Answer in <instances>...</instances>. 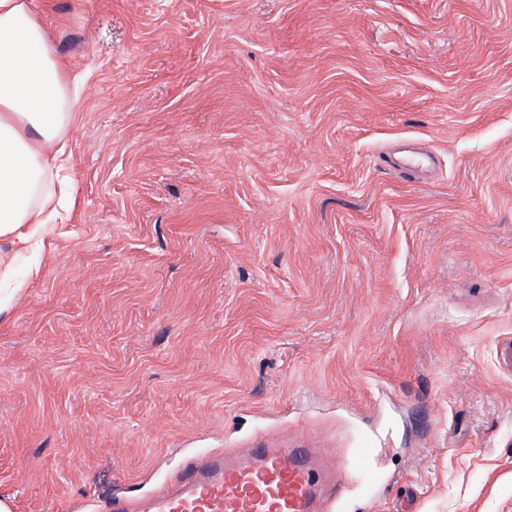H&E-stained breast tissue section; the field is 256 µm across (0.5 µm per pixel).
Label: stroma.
Wrapping results in <instances>:
<instances>
[{
	"label": "stroma",
	"instance_id": "1",
	"mask_svg": "<svg viewBox=\"0 0 512 512\" xmlns=\"http://www.w3.org/2000/svg\"><path fill=\"white\" fill-rule=\"evenodd\" d=\"M38 17L85 81L76 207L0 316L11 512L260 444L325 449L331 512H512V0Z\"/></svg>",
	"mask_w": 512,
	"mask_h": 512
}]
</instances>
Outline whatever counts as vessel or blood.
Listing matches in <instances>:
<instances>
[{"mask_svg": "<svg viewBox=\"0 0 512 512\" xmlns=\"http://www.w3.org/2000/svg\"><path fill=\"white\" fill-rule=\"evenodd\" d=\"M339 483L313 448H248L190 462L172 489L112 512H328Z\"/></svg>", "mask_w": 512, "mask_h": 512, "instance_id": "1", "label": "vessel or blood"}]
</instances>
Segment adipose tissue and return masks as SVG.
Returning a JSON list of instances; mask_svg holds the SVG:
<instances>
[{
	"label": "adipose tissue",
	"instance_id": "1",
	"mask_svg": "<svg viewBox=\"0 0 512 512\" xmlns=\"http://www.w3.org/2000/svg\"><path fill=\"white\" fill-rule=\"evenodd\" d=\"M35 0H0V239L18 251L64 222L74 204L70 156L60 147L84 77L60 59Z\"/></svg>",
	"mask_w": 512,
	"mask_h": 512
}]
</instances>
